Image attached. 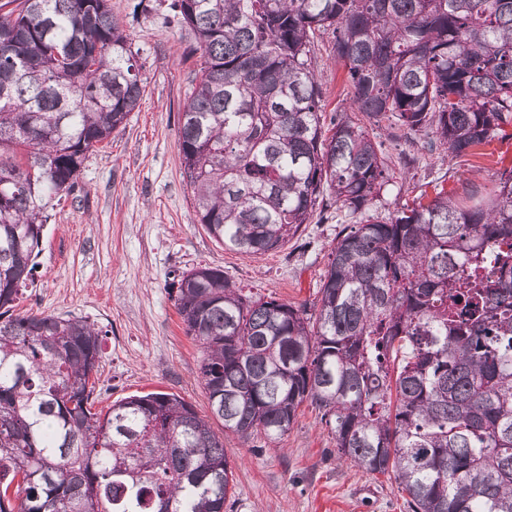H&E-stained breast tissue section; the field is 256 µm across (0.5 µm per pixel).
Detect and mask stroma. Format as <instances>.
I'll return each instance as SVG.
<instances>
[{"mask_svg": "<svg viewBox=\"0 0 512 512\" xmlns=\"http://www.w3.org/2000/svg\"><path fill=\"white\" fill-rule=\"evenodd\" d=\"M169 2L110 0L138 53L145 91L125 128L90 153L74 190L48 207L35 279L15 311L82 317L104 330L96 409L163 392L206 416L200 352L184 332L169 283L206 265L223 269L253 296L310 306L342 227L313 214L283 248L257 258L225 249L205 231L177 146L179 112L201 77L200 62L193 34L177 23ZM332 43V33L323 34L314 59L328 115L350 105ZM368 132L381 142L391 176L374 203L384 216L435 188L460 196L512 170L511 127L482 154L454 161L398 130L372 126ZM211 426L224 438L235 476V497L224 512H408L394 480L339 459L311 407L300 408L276 445L261 437L242 442L217 420Z\"/></svg>", "mask_w": 512, "mask_h": 512, "instance_id": "stroma-1", "label": "stroma"}]
</instances>
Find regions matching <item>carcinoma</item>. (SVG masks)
I'll return each instance as SVG.
<instances>
[{
  "instance_id": "cac0c4a2",
  "label": "carcinoma",
  "mask_w": 512,
  "mask_h": 512,
  "mask_svg": "<svg viewBox=\"0 0 512 512\" xmlns=\"http://www.w3.org/2000/svg\"><path fill=\"white\" fill-rule=\"evenodd\" d=\"M200 52L178 149L224 248L284 247L316 205L351 224L319 308L253 298L219 268L170 283L213 417L279 443L308 402L339 457L394 476L411 512H512V170L369 213L381 143L325 127L311 54L332 31L351 109L451 159L512 125V0H171ZM144 86L109 0H18L0 14V512H224L235 477L192 405L148 393L91 410L102 330L13 315L43 213Z\"/></svg>"
}]
</instances>
